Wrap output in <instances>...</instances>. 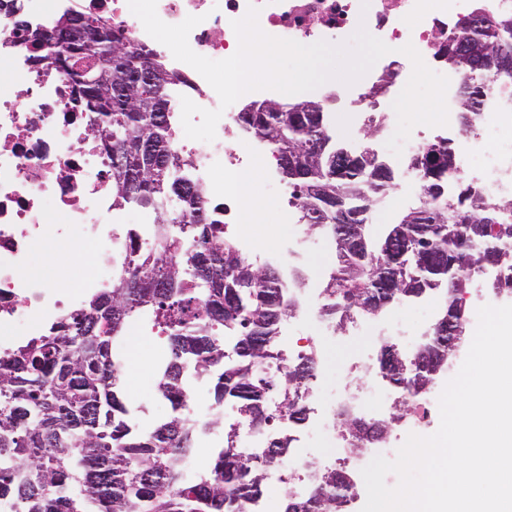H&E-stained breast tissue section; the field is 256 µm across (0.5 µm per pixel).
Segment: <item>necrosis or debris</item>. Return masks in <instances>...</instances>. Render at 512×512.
Instances as JSON below:
<instances>
[{"mask_svg":"<svg viewBox=\"0 0 512 512\" xmlns=\"http://www.w3.org/2000/svg\"><path fill=\"white\" fill-rule=\"evenodd\" d=\"M252 5L259 9L261 29L270 36L301 44L341 43L362 25L393 47L413 45L426 65L445 76L449 70L436 61L437 45L471 11L473 0H157V14L172 25L190 15L200 17L189 35L191 48L222 60L238 48L233 20L244 17ZM71 10L122 27L131 44L164 57L176 76L168 91V112L174 147L185 161L182 177L208 195L224 197V210L215 221L225 225L239 252L255 259L262 250L260 242L239 229L237 214L250 207L242 187L253 171L266 166L269 147L243 131L239 104L221 108L209 83L147 34L128 0H0V61L9 63L16 74L14 82L0 83V352L35 335L89 292L114 281L117 264L127 251L128 225L140 224L141 246L151 245V225L141 224L139 215L112 203L110 157L89 135L95 115L81 109L79 86L46 47L24 39L23 26L43 27ZM378 81L372 71L356 82L353 110L345 118L364 124L375 117L392 133L397 127L392 99L376 105L366 92ZM185 97L202 108L223 111L207 150L184 134ZM475 127L476 134L461 151L460 175L490 200H512L511 84L489 82ZM60 239L91 255L96 264L93 278L75 280L63 295L28 272L33 254ZM381 396L367 379L346 386L332 400L320 403L331 430L308 421L302 428L308 435L326 436L328 447L348 450L350 441L340 427L343 414L366 415ZM392 451L383 443L363 453L348 450L346 465L358 473L375 456Z\"/></svg>","mask_w":512,"mask_h":512,"instance_id":"obj_1","label":"necrosis or debris"}]
</instances>
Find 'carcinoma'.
<instances>
[{"mask_svg": "<svg viewBox=\"0 0 512 512\" xmlns=\"http://www.w3.org/2000/svg\"><path fill=\"white\" fill-rule=\"evenodd\" d=\"M110 35L104 43H74L62 69L111 131L103 147L112 155L115 202L154 212L160 229L147 252L139 250V232L128 230L117 287L93 293L44 333L0 354V498H8L14 512H250L265 496L276 463L290 456L292 438L275 437L252 454L238 447V428L231 426L210 470L192 474L182 454L220 419H192L188 387L194 373L205 375L214 403L234 402L251 428L298 425L308 416L303 394L316 357L284 356L279 328L298 300L288 298L275 269L219 243L222 225L209 220L202 193L176 177L181 159L167 115L170 78L148 84L123 73L117 80L127 91L112 96L93 81L99 56L109 50L154 56L127 44L117 27ZM438 58L464 74L459 112L477 114L487 80L512 72V14L476 8L440 44ZM241 122L272 146L298 223H306L310 206L317 217L308 227L334 239L343 223L336 197L355 211L364 208L358 238L335 246L323 315L341 321L384 300L440 291V318H450L463 272L477 278L492 270L497 288L512 295L509 207L462 180L452 140L420 157L418 206L373 239L368 212L394 177L361 156L338 172L329 155L308 156L311 145L332 140L325 113L243 112ZM285 147L298 152L286 165ZM139 321L159 329L169 349L157 370V390L173 415L147 429L131 422L122 385L123 349ZM446 351L448 338L433 329L426 352L389 363L390 383L411 395L430 391L437 374L448 370ZM270 360L282 363L276 378L258 371ZM351 496L349 474L332 468L302 490L288 489L278 512H291L292 502L303 512H346Z\"/></svg>", "mask_w": 512, "mask_h": 512, "instance_id": "1", "label": "carcinoma"}]
</instances>
